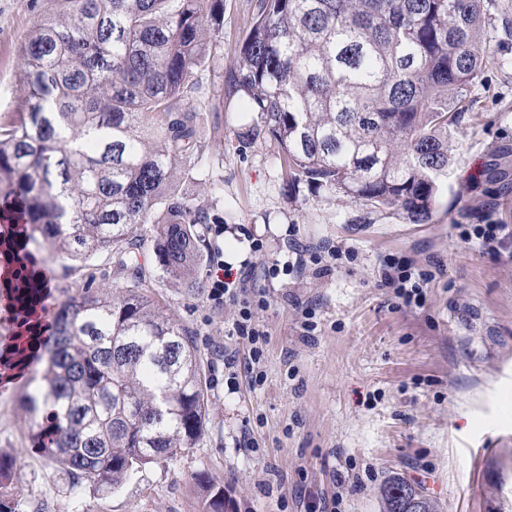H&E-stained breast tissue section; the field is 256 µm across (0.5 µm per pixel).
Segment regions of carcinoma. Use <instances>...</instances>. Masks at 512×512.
Masks as SVG:
<instances>
[{"mask_svg":"<svg viewBox=\"0 0 512 512\" xmlns=\"http://www.w3.org/2000/svg\"><path fill=\"white\" fill-rule=\"evenodd\" d=\"M19 51L25 94L0 116V199L29 239L84 270L53 313L41 393L48 456L108 493L139 467L192 448L207 400L192 331L143 292L139 240L164 276L201 293L197 224L224 217L180 196L204 175L198 79L224 27V0H50ZM512 17L496 0H255L239 66L225 79L261 114L291 182L365 214L430 221L448 175V128L463 91ZM110 259L113 272L89 263ZM383 512H437L400 477ZM14 464L0 456V512H25ZM204 512H237L210 487Z\"/></svg>","mask_w":512,"mask_h":512,"instance_id":"carcinoma-1","label":"carcinoma"}]
</instances>
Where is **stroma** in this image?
Wrapping results in <instances>:
<instances>
[{
  "instance_id": "1",
  "label": "stroma",
  "mask_w": 512,
  "mask_h": 512,
  "mask_svg": "<svg viewBox=\"0 0 512 512\" xmlns=\"http://www.w3.org/2000/svg\"><path fill=\"white\" fill-rule=\"evenodd\" d=\"M253 5L224 0V35L200 73L208 99L197 119L199 166L211 182L187 179L178 191L223 215L233 270L256 269L249 287L268 300L255 314L268 334L264 378L252 383L247 347L228 341L236 306L168 282L143 239L150 295L195 334L203 434L102 493L73 482L19 424L26 376L0 379V456L21 474L27 512H203L208 485L224 488L238 512H309L314 499L328 512H380L379 489L395 476L440 512H512V239L495 255L461 237L479 224L512 225V39L495 43L467 93L474 105L451 130L431 221L413 224L400 212L362 216L304 184L289 191L278 145L248 134L259 114L226 91ZM49 9L48 0H0V113L22 94L19 48ZM254 237L263 252H252ZM327 245L344 253L329 271L309 263L270 282L261 274L297 247ZM390 255L431 272L423 306H402L379 287ZM306 307L317 323L309 334L300 327Z\"/></svg>"
}]
</instances>
